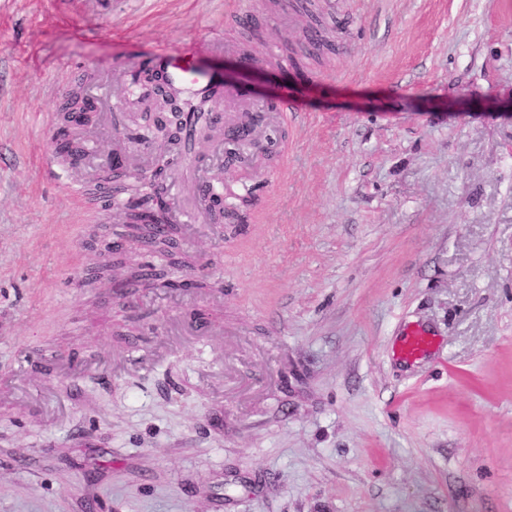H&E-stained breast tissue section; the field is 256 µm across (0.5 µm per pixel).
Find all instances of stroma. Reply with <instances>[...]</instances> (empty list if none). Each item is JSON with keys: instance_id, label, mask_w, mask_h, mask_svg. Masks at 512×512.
Returning a JSON list of instances; mask_svg holds the SVG:
<instances>
[{"instance_id": "stroma-1", "label": "stroma", "mask_w": 512, "mask_h": 512, "mask_svg": "<svg viewBox=\"0 0 512 512\" xmlns=\"http://www.w3.org/2000/svg\"><path fill=\"white\" fill-rule=\"evenodd\" d=\"M327 20L322 65L264 77L300 110L282 140L208 172L246 223L180 228L211 288L119 299L86 286L115 204L43 166L72 77L121 101L113 62L244 27L262 54L300 42L296 16L0 0V512H512V0ZM409 325L437 338L414 365L392 355Z\"/></svg>"}]
</instances>
